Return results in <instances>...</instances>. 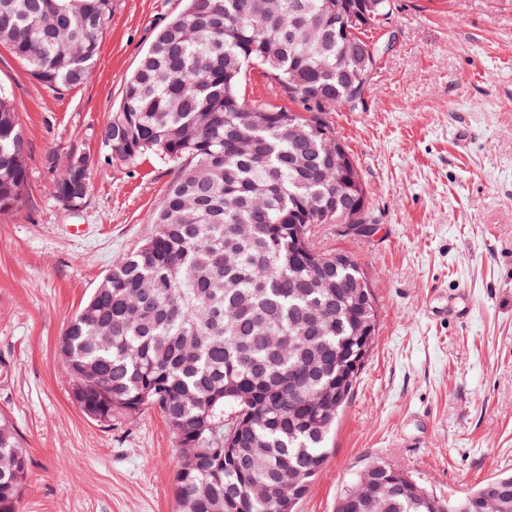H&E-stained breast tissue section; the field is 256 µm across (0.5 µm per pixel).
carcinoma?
Segmentation results:
<instances>
[{"instance_id":"carcinoma-1","label":"carcinoma","mask_w":512,"mask_h":512,"mask_svg":"<svg viewBox=\"0 0 512 512\" xmlns=\"http://www.w3.org/2000/svg\"><path fill=\"white\" fill-rule=\"evenodd\" d=\"M356 20L342 28L336 7ZM393 0H187L126 81L101 130L113 161L151 151L177 176L154 231L112 261L59 342L78 407L97 422L157 408L180 447V512H294L327 460L352 391L368 280L350 255L321 250L316 224L373 223L355 163L336 169L320 116L360 104L376 68L367 33ZM112 0H0V43L49 88L81 84ZM264 67L302 109L246 102L244 69ZM64 166L59 202L80 208L91 161ZM27 142L0 89V213L28 180ZM334 288H306L315 263ZM336 512H512V473L448 499L376 462ZM28 458L0 418V512H18ZM264 490L246 500L249 485ZM294 498L280 497L283 486Z\"/></svg>"}]
</instances>
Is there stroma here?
<instances>
[{
  "label": "stroma",
  "instance_id": "35a3bbf8",
  "mask_svg": "<svg viewBox=\"0 0 512 512\" xmlns=\"http://www.w3.org/2000/svg\"><path fill=\"white\" fill-rule=\"evenodd\" d=\"M362 107L324 113L377 224H322L352 253L378 330L328 458L297 512H335L371 463L440 497L512 472V0H393ZM185 0H113L88 78L49 89L0 45L28 144L24 199L0 214V416L28 458L19 512H179V448L158 409L111 422L71 396L58 342L112 266L153 231L175 178L154 154L112 161L100 136L124 85ZM249 103L288 105L259 66ZM92 160L78 210L54 196L70 151ZM469 306L466 321L452 307Z\"/></svg>",
  "mask_w": 512,
  "mask_h": 512
}]
</instances>
